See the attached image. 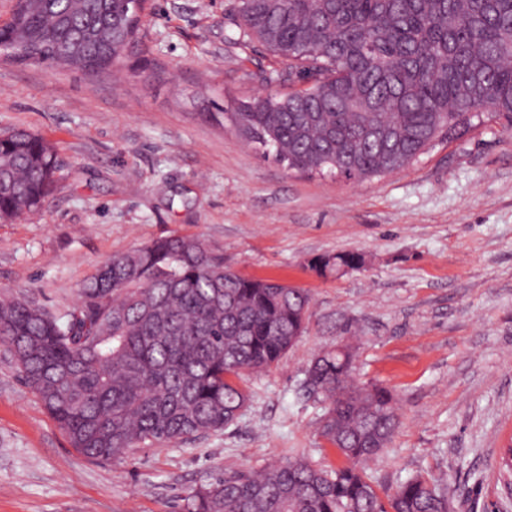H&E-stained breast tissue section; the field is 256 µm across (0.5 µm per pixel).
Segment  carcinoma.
<instances>
[{
  "instance_id": "carcinoma-1",
  "label": "carcinoma",
  "mask_w": 512,
  "mask_h": 512,
  "mask_svg": "<svg viewBox=\"0 0 512 512\" xmlns=\"http://www.w3.org/2000/svg\"><path fill=\"white\" fill-rule=\"evenodd\" d=\"M237 27L288 60L302 87L244 102L232 120L265 157L288 168L360 181L402 170L436 145L489 121L512 132V0H237ZM142 17L125 0H28L0 33L33 65L108 70ZM60 163L38 133H0V222L40 208ZM344 251L315 271L359 269ZM80 303L54 312L0 299V347L93 461L143 444L177 445L232 425L267 371L306 329L304 288L246 277L197 237L156 238L104 262ZM348 343L317 353L308 393L325 403L320 434L345 463L304 455L233 471L190 492L182 512H450L433 479L412 475L382 499L367 473L398 423L393 392L352 380Z\"/></svg>"
}]
</instances>
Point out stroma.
<instances>
[{"mask_svg":"<svg viewBox=\"0 0 512 512\" xmlns=\"http://www.w3.org/2000/svg\"><path fill=\"white\" fill-rule=\"evenodd\" d=\"M235 5L148 0L134 44L99 75L0 56V133L38 132L61 162L43 208L0 223V292L64 312L112 256L197 236L241 274L308 289L307 332L243 376L249 406L224 431L117 463L71 448L0 348V512H176L226 471L301 453L341 465L302 383L349 324L356 382L397 398V432L368 469L377 491L421 473L453 512H512L498 465L512 444V132L493 124L364 181L288 170L228 117L288 89L263 81L286 63L237 43ZM339 251L364 265L311 268ZM363 255L357 251H344L322 255L312 260V269L320 274L344 273L359 269L363 265Z\"/></svg>","mask_w":512,"mask_h":512,"instance_id":"obj_1","label":"stroma"}]
</instances>
